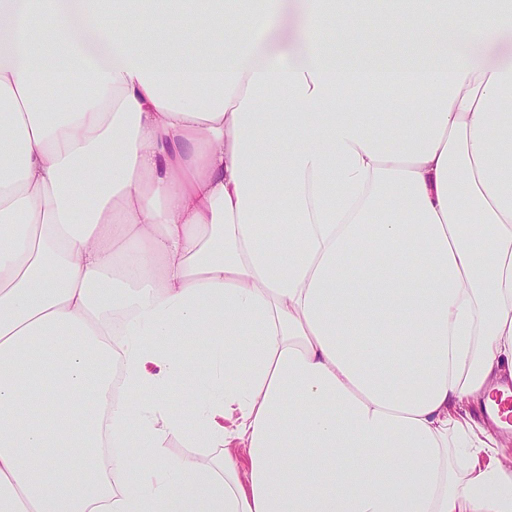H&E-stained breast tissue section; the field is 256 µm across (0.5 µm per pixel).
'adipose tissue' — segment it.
Returning a JSON list of instances; mask_svg holds the SVG:
<instances>
[{"instance_id":"adipose-tissue-1","label":"adipose tissue","mask_w":512,"mask_h":512,"mask_svg":"<svg viewBox=\"0 0 512 512\" xmlns=\"http://www.w3.org/2000/svg\"><path fill=\"white\" fill-rule=\"evenodd\" d=\"M242 2L0 0V512H512V0ZM478 63L489 68L512 65V27L499 28L488 33L483 42L473 47Z\"/></svg>"}]
</instances>
